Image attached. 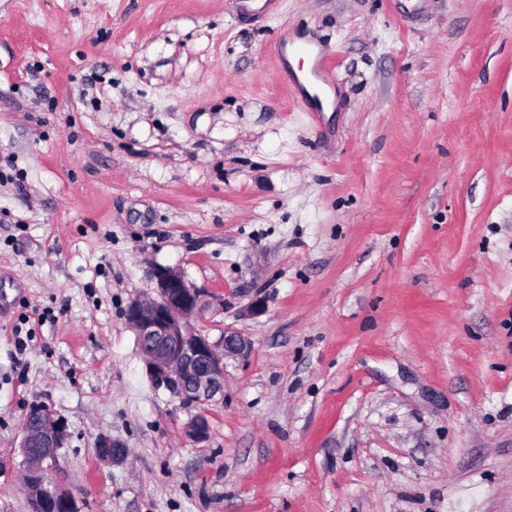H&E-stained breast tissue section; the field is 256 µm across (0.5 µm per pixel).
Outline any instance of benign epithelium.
<instances>
[{
  "mask_svg": "<svg viewBox=\"0 0 512 512\" xmlns=\"http://www.w3.org/2000/svg\"><path fill=\"white\" fill-rule=\"evenodd\" d=\"M154 299L148 305L135 300L127 320L144 349L147 374L157 389H163L185 404H201L224 387V358L244 352L245 340L227 332L218 342L198 334L188 317L204 308V294L191 286L178 271L157 266L151 276ZM209 421L198 415L187 430L201 442L209 436ZM65 424L45 402H34L22 419L19 445L27 467L25 485L31 512H77L75 495L55 477L57 450L65 447ZM96 455L104 463L125 459V445L108 435L98 437Z\"/></svg>",
  "mask_w": 512,
  "mask_h": 512,
  "instance_id": "1",
  "label": "benign epithelium"
}]
</instances>
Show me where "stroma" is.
<instances>
[{
  "label": "stroma",
  "instance_id": "stroma-1",
  "mask_svg": "<svg viewBox=\"0 0 512 512\" xmlns=\"http://www.w3.org/2000/svg\"><path fill=\"white\" fill-rule=\"evenodd\" d=\"M0 171V512L35 401L79 512H512V0H0ZM158 266L250 344L198 407L127 321ZM236 4V14L241 15H273L280 0H233ZM301 44L294 45L291 49L287 50L286 59L290 63L293 71L299 77L301 82L305 85L307 91L311 96L317 95L322 107L323 112H332L331 100L332 93L325 88L318 87L309 79V69L311 77L316 81H323L326 75L331 71L332 60L330 57L317 53L311 64L309 56H303L299 53ZM303 57L304 61L299 69V59ZM311 65V67H310ZM96 455L99 461L104 463H118L125 459L126 446L112 440L108 435H100L95 444Z\"/></svg>",
  "mask_w": 512,
  "mask_h": 512
}]
</instances>
